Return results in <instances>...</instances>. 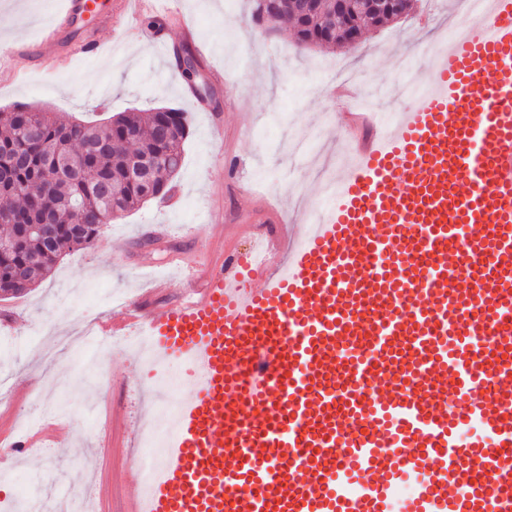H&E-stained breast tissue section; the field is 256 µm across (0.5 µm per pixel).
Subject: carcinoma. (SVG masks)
Returning a JSON list of instances; mask_svg holds the SVG:
<instances>
[{
  "label": "carcinoma",
  "instance_id": "obj_1",
  "mask_svg": "<svg viewBox=\"0 0 512 512\" xmlns=\"http://www.w3.org/2000/svg\"><path fill=\"white\" fill-rule=\"evenodd\" d=\"M336 15V26L319 45L341 46L344 19L336 14L335 0H322L319 11L304 17L283 9L274 17L254 4L256 23L268 27L282 19L293 25L298 44L309 46L310 29L326 27L324 18ZM37 125L40 136L28 139L24 131ZM182 129L180 137L162 136L164 127ZM189 121L172 108L146 112H120L97 124L62 122L51 112H34L18 104L0 112V212L19 216L23 222L5 225L0 234V295H20L43 280L64 249L94 247L102 225L96 213L116 202L129 213L148 202L150 180H131L130 164L141 158L155 162L156 175L171 182L183 160V143ZM50 218L52 241L33 230V221Z\"/></svg>",
  "mask_w": 512,
  "mask_h": 512
}]
</instances>
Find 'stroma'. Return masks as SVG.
Segmentation results:
<instances>
[{
  "mask_svg": "<svg viewBox=\"0 0 512 512\" xmlns=\"http://www.w3.org/2000/svg\"><path fill=\"white\" fill-rule=\"evenodd\" d=\"M51 0H0V112L26 103L66 119H92L132 110L173 107L186 112L190 134L173 184L182 194L178 208L164 199L104 226L94 248L67 250L53 271L30 291L0 297V337L17 338L0 353V371L10 387L0 402V444L13 445L18 419L30 422L34 448L19 452L23 466L0 484V505L14 504L33 484L44 501L78 485L91 512H130L142 488L139 435L182 400L171 394L157 404L149 391L156 374L125 337L102 336L74 354L60 340L88 319L119 317L123 303L149 293V304L166 310L180 303L181 288L150 292L154 277L181 278V265L195 242L211 236L213 264L229 252L249 251L253 236L278 232L282 246L298 239L317 189L329 175L326 162L339 154L353 106L341 96L336 71L358 77L360 96L377 111L404 109L397 90L404 85L403 60L413 75L428 69L432 50L448 30L465 24L462 0H415L401 20L363 33L353 48H304L290 24L269 33L253 18V0H176L196 28L195 44L179 29L168 34L177 47L190 46L201 77L210 81L204 102L173 56L145 42H129L120 20L102 27L87 18L83 35L105 45L94 61L73 56L52 71L39 70L32 57L8 52L19 39L35 42L50 22ZM221 68L224 79L210 78ZM222 228L205 231L209 213ZM63 416L45 425L46 407Z\"/></svg>",
  "mask_w": 512,
  "mask_h": 512,
  "instance_id": "stroma-1",
  "label": "stroma"
}]
</instances>
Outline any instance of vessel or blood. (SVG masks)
I'll return each mask as SVG.
<instances>
[{"label":"vessel or blood","mask_w":512,"mask_h":512,"mask_svg":"<svg viewBox=\"0 0 512 512\" xmlns=\"http://www.w3.org/2000/svg\"><path fill=\"white\" fill-rule=\"evenodd\" d=\"M132 2L111 8L127 35L167 48ZM96 7L62 0L41 55L96 59L64 40ZM481 8L414 105L337 156L282 260L229 256L162 312L126 302L113 331L193 386L133 512H512V0Z\"/></svg>","instance_id":"b4317fda"}]
</instances>
